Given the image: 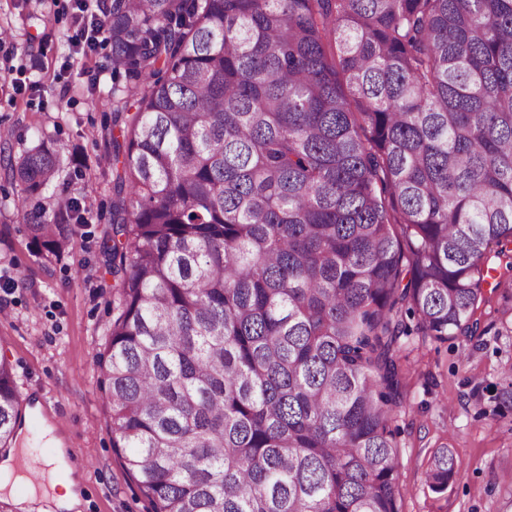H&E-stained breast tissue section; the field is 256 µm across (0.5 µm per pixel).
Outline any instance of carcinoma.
I'll return each mask as SVG.
<instances>
[{
    "label": "carcinoma",
    "instance_id": "carcinoma-1",
    "mask_svg": "<svg viewBox=\"0 0 512 512\" xmlns=\"http://www.w3.org/2000/svg\"><path fill=\"white\" fill-rule=\"evenodd\" d=\"M118 314L96 364L152 512H400V337L474 336L512 243V0H99ZM8 159L39 253L86 217ZM415 320L411 326L408 320ZM0 359V447L21 423ZM461 463L436 450L435 493Z\"/></svg>",
    "mask_w": 512,
    "mask_h": 512
}]
</instances>
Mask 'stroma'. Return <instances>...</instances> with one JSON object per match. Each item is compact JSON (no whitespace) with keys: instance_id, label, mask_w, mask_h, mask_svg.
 <instances>
[{"instance_id":"35a3bbf8","label":"stroma","mask_w":512,"mask_h":512,"mask_svg":"<svg viewBox=\"0 0 512 512\" xmlns=\"http://www.w3.org/2000/svg\"><path fill=\"white\" fill-rule=\"evenodd\" d=\"M74 11V0H0V154L18 157L45 136L77 151L83 166L60 171L41 205L51 212L73 197L91 215L69 249L39 255L17 210L19 188L0 166V354L14 366L33 475L56 453L42 436L50 424L78 452L67 469L79 481L75 512H150L112 448L96 365L117 315L100 254L112 203V175L100 163L112 152V61L104 47L76 52ZM501 273L477 335L400 339V512H512V402L500 397L512 384V267ZM440 448L462 470L435 493L425 471Z\"/></svg>"}]
</instances>
